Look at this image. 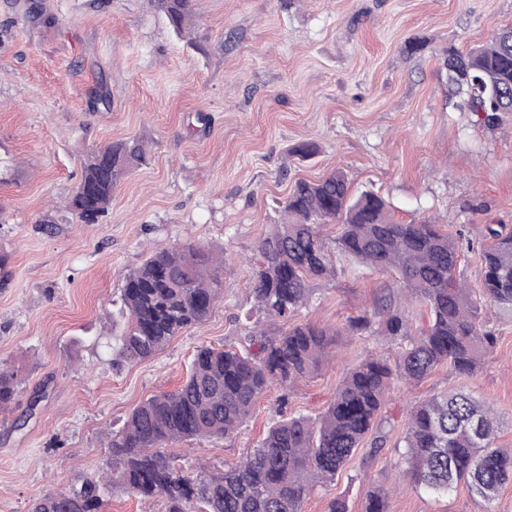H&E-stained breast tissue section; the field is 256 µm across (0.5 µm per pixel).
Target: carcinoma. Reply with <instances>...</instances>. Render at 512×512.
I'll return each mask as SVG.
<instances>
[{"mask_svg":"<svg viewBox=\"0 0 512 512\" xmlns=\"http://www.w3.org/2000/svg\"><path fill=\"white\" fill-rule=\"evenodd\" d=\"M176 32L193 14V0H153ZM498 29L488 45L448 49V103L492 123L512 113V43ZM147 160L136 139L105 146L84 164L67 210L83 224H98L126 173ZM286 222L273 225L258 244L252 293L267 319L247 327L243 350H196L183 383L151 396L127 417L106 447L109 470L65 491H51L31 512H103V495L116 490L143 500L160 496L167 512H300L319 484L336 476L372 430L394 379L422 381L440 365L462 376L478 373L494 344L484 328L482 305L512 311V229L486 226L480 256L483 276L474 292L457 276L463 239L428 221L401 223L383 197L350 192L338 168L317 180L297 181L282 203ZM337 224L336 249L365 266L394 271L403 290L430 317L414 331L406 316L380 299L372 311L342 328L294 322L313 280L335 274L320 228ZM222 260L192 244L156 248L125 277L119 312L128 317L117 358L145 360L182 330L204 321L223 288ZM378 324L385 336L407 341L395 362L372 357L352 368L325 413L316 421L289 417L276 422L241 463L193 478L179 473L168 446L234 434L257 399L322 370L336 338ZM22 380L0 365V410L8 408ZM497 417L471 393H440L415 407L401 453V475L443 496L465 485L494 512L503 485L512 480V453L496 445ZM388 491L370 493L365 512H387Z\"/></svg>","mask_w":512,"mask_h":512,"instance_id":"1","label":"carcinoma"}]
</instances>
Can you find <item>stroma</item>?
Segmentation results:
<instances>
[{
  "label": "stroma",
  "mask_w": 512,
  "mask_h": 512,
  "mask_svg": "<svg viewBox=\"0 0 512 512\" xmlns=\"http://www.w3.org/2000/svg\"><path fill=\"white\" fill-rule=\"evenodd\" d=\"M510 24L512 0H194L179 33L151 0H0V361L23 380L0 412V512L92 477L107 437L177 389L199 347L238 346L256 314L247 259L284 222L298 180L340 168L396 220L463 232L473 247L460 269L480 287L486 225H512V114L488 125L449 106L444 59ZM132 138L146 164L118 183L103 223H80L65 205L85 162ZM302 143L316 154L293 155ZM185 243L224 258L216 307L153 357L114 363L125 276L152 248ZM329 259L335 276L312 282L297 322L340 326L386 297L425 324L394 276L334 249ZM481 320L496 338L481 370L394 382L375 423L384 448L364 440L301 512H327L337 496L364 512L378 486L391 490L388 512H482L466 487L438 498L393 482L411 410L440 392L491 405L496 443L512 451V312L486 305ZM400 347L373 330L339 337L321 372L262 395L232 437L173 445L175 467L245 460L281 415L318 417L348 370Z\"/></svg>",
  "instance_id": "1"
}]
</instances>
